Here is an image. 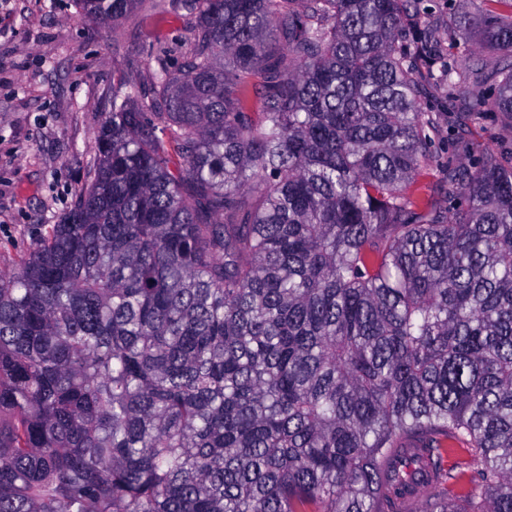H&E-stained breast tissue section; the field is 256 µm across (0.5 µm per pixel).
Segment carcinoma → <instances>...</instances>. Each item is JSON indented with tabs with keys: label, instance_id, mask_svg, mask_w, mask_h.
I'll use <instances>...</instances> for the list:
<instances>
[{
	"label": "carcinoma",
	"instance_id": "obj_1",
	"mask_svg": "<svg viewBox=\"0 0 512 512\" xmlns=\"http://www.w3.org/2000/svg\"><path fill=\"white\" fill-rule=\"evenodd\" d=\"M416 7L176 0L182 66L112 90L74 208L0 275V512H512V156L416 193ZM480 32L512 116V21Z\"/></svg>",
	"mask_w": 512,
	"mask_h": 512
}]
</instances>
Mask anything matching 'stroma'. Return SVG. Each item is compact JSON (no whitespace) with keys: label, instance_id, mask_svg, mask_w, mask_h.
<instances>
[{"label":"stroma","instance_id":"obj_1","mask_svg":"<svg viewBox=\"0 0 512 512\" xmlns=\"http://www.w3.org/2000/svg\"><path fill=\"white\" fill-rule=\"evenodd\" d=\"M487 6L483 0H419L408 19L432 29L444 56L466 75V99L455 110L435 76H418L422 108L436 122L422 182L436 197L445 190V160L468 166L485 150H512V118L477 110L490 98L504 58L481 42L476 23ZM488 7L512 17V0ZM191 29L190 17H161L153 0L114 26L79 19L77 0H0V273L15 271L73 208L112 110L113 86L126 78L150 88L155 37L170 66L179 68ZM462 122L468 131L459 148L455 134Z\"/></svg>","mask_w":512,"mask_h":512}]
</instances>
